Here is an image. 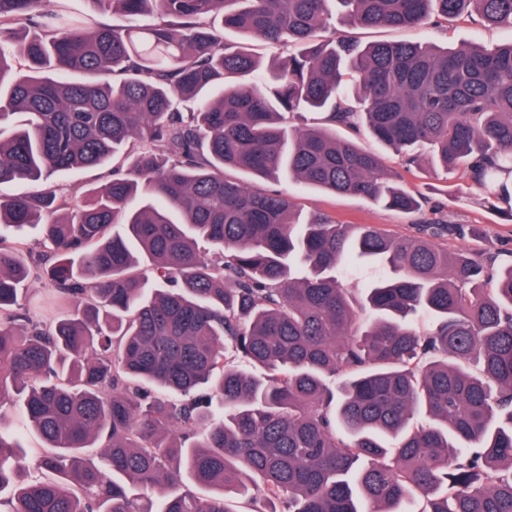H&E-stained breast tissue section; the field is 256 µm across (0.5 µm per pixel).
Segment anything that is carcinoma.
<instances>
[{"mask_svg":"<svg viewBox=\"0 0 512 512\" xmlns=\"http://www.w3.org/2000/svg\"><path fill=\"white\" fill-rule=\"evenodd\" d=\"M69 2L0 0V185H34L0 194V512H237L249 480L286 512H410L416 495L420 512H512V259L490 288L499 257L433 243L460 227L303 220L226 175L418 210L329 130L363 127L498 187L512 218V37L442 50L327 27L471 12L512 31V0ZM249 36L288 49L260 84ZM302 112L324 126L291 125ZM120 154L81 200L48 183ZM26 227L48 243L33 264ZM365 259L385 275L343 287ZM44 275L50 310L21 309ZM13 400L43 443L31 472Z\"/></svg>","mask_w":512,"mask_h":512,"instance_id":"1","label":"carcinoma"}]
</instances>
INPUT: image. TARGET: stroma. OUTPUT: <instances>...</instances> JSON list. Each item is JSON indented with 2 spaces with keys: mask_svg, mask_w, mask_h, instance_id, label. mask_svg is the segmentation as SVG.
<instances>
[{
  "mask_svg": "<svg viewBox=\"0 0 512 512\" xmlns=\"http://www.w3.org/2000/svg\"><path fill=\"white\" fill-rule=\"evenodd\" d=\"M349 34L362 43L425 42L452 47L470 42L491 46L512 35L484 25L479 16L470 13L447 23L432 22L413 28H353ZM336 134L358 142L365 150L378 155L386 168L398 173L401 187L421 201V211L385 210L359 197L301 187L287 178L276 181L254 178L251 186L288 193L302 213H323L341 224H375L396 236L417 235L422 222L454 224L463 227V234L439 238V247L452 252L475 250L502 258L512 254V219L495 209V187H477L459 171L434 175L427 165L408 163L403 155L369 137L365 131L340 128Z\"/></svg>",
  "mask_w": 512,
  "mask_h": 512,
  "instance_id": "35a3bbf8",
  "label": "stroma"
}]
</instances>
